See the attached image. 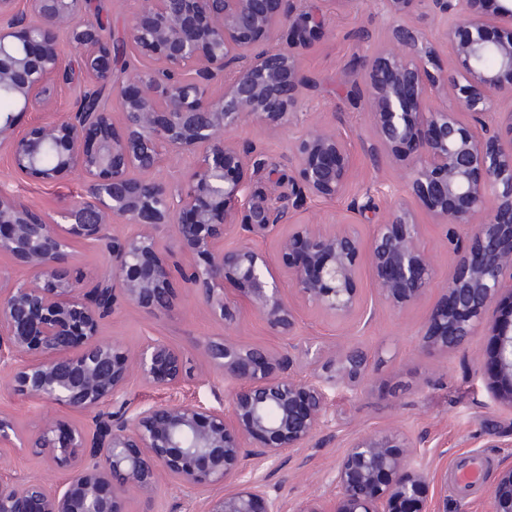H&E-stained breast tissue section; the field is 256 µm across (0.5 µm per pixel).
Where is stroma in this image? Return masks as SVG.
Returning <instances> with one entry per match:
<instances>
[{
    "mask_svg": "<svg viewBox=\"0 0 512 512\" xmlns=\"http://www.w3.org/2000/svg\"><path fill=\"white\" fill-rule=\"evenodd\" d=\"M310 10H322L329 23L311 46L301 50V68L318 83L317 89L298 106V122L319 123L336 128L346 136L355 157L351 182L344 195L332 200H311L295 213L296 221L322 227L358 221L363 236H371L374 225L384 223L394 202L406 195L401 169L372 151L373 134L364 112L353 108L349 90L357 55L383 46L391 21L380 0H303ZM433 42L434 67L442 73L456 72L459 64L446 28L429 9L412 19ZM56 44L69 68V82L55 86L57 111H69L84 82L80 60L65 33H57ZM241 146L255 145L280 165H287L291 131L248 124L234 132ZM382 191L374 195L365 217H356L353 200L363 199L370 184ZM0 194L13 197L40 216H59L86 201L80 176L47 184L15 172L5 151L0 150ZM422 243L434 264V280L428 294L411 305L398 308L383 301L375 287L369 261H362L357 286L362 310L345 320L336 319L305 303L293 288L285 293L297 316L292 339L276 335L253 310L240 308L232 334L245 345L279 349L294 347L302 374L319 373L327 360L337 358L352 344L361 346L368 357V382L361 392L326 387L327 415L321 432L310 447L285 451L279 460L254 464L250 475L262 481L269 494L280 500L283 512L316 496H326L349 442L356 436L396 428L418 446L420 459L433 474L464 468L475 453L485 454L488 463L475 496H433L432 512H492V489L501 468L512 463V406L498 399L486 371L480 369L492 349L489 327L469 337L466 349H448L429 355L420 349L421 335L430 311L442 300L459 256L441 226L433 224L425 210H418ZM171 306L165 311H148L118 301L100 322L101 339L135 349L146 336L161 339L183 351L192 366V379L170 388H156L130 374L117 403L135 410L165 402H186L208 407L223 405L231 383L216 375L198 344L220 336L224 327L209 314L192 289L174 279ZM0 414L11 417L19 431L35 433L51 418L61 417V408L25 398L8 387L0 372ZM0 473L20 479H39L49 484L64 482L65 476L43 457L24 448L0 447ZM221 488L189 490L161 480L154 497L132 495L122 502L123 512H207Z\"/></svg>",
    "mask_w": 512,
    "mask_h": 512,
    "instance_id": "1",
    "label": "stroma"
}]
</instances>
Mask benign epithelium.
I'll use <instances>...</instances> for the list:
<instances>
[{
    "mask_svg": "<svg viewBox=\"0 0 512 512\" xmlns=\"http://www.w3.org/2000/svg\"><path fill=\"white\" fill-rule=\"evenodd\" d=\"M421 0H382L394 25L388 44L360 57L354 95L373 128L375 149L405 173L401 199L364 239L349 224L326 231L296 224L277 240L288 281L309 305L338 319L360 307L357 276L368 257L380 296L395 307L421 299L433 283L413 204L435 224H464L476 248L458 247L459 269L430 312L420 348H462L485 321L495 336L489 361L495 388L512 404V0H428L448 26L459 70L430 73L434 48L409 23ZM29 18L0 0V89L13 105L49 112L52 88L70 78L55 32L65 31L88 83L75 109L22 131L0 115V146L14 169L38 181L79 174L89 201L60 224L0 196V253L31 271L24 282L0 279V367L16 394L85 415L89 427L53 419L22 436L0 414L1 448H34L67 471L64 483L0 478V512H119L118 499L151 497L163 477L187 489L224 493L208 512H282L264 484L246 479L252 464L306 448L325 417L321 382L360 389L365 352L346 347L323 373L303 379L283 350L244 345L230 332L234 303L247 302L279 336L295 335L294 311L252 237L290 222L310 199L342 195L354 168L346 137L307 126L289 159L279 203L251 190L272 163L230 138L240 126L295 124L313 80L298 49L325 24L296 0H140L122 40L155 62L116 69L109 38L82 11L83 0H26ZM116 89L123 132L96 91ZM223 87L214 95L212 88ZM442 88L453 101L437 102ZM192 162L174 182L152 174L170 158ZM114 224L138 231L118 237ZM238 243L224 245L233 227ZM170 229L172 244L156 230ZM104 242L107 269L73 279L61 265L76 242ZM187 287L224 324L201 343L212 368L238 384L215 409L189 403L146 407L131 416L112 405L131 372L148 384H175L189 371L182 352L147 336L135 352L98 338L117 301L169 308L170 280ZM330 495L297 512H430L434 481L417 445L393 429L355 437L336 468ZM493 512H512V465L498 477Z\"/></svg>",
    "mask_w": 512,
    "mask_h": 512,
    "instance_id": "obj_1",
    "label": "benign epithelium"
}]
</instances>
